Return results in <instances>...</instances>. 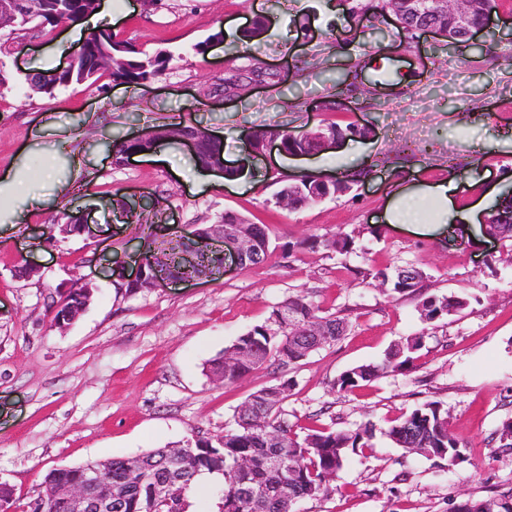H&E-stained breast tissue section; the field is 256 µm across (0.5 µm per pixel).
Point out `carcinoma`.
<instances>
[{"instance_id":"1","label":"carcinoma","mask_w":512,"mask_h":512,"mask_svg":"<svg viewBox=\"0 0 512 512\" xmlns=\"http://www.w3.org/2000/svg\"><path fill=\"white\" fill-rule=\"evenodd\" d=\"M12 11L0 10V30H34L48 35L63 20L76 22L92 13L97 0H11ZM494 0H472L473 25H482L484 18L493 8ZM171 56L161 51L147 54L133 46L116 41L112 34L100 32L87 37L81 46L71 54V67L65 72L58 69L40 71L25 77L29 89L38 94L54 96L60 87L72 84H94L100 76L107 73L112 80L130 86L141 83L162 74L169 66ZM265 71L260 67L249 66L224 78V92L235 94L246 86L252 76H260ZM175 127V124L152 125L154 134L143 137L123 139L112 143L115 163L124 156L136 153H150L159 144L161 132ZM281 141L289 153L305 150L308 135L283 132ZM201 168L219 165L224 161L223 143L204 132H199V141L194 154ZM281 192L288 194L300 205L313 200L312 180L302 179L292 185H286ZM493 214L506 220L495 227L503 239L512 238V198L503 199ZM256 237L255 246L258 258L251 261L257 265L264 261L269 247L267 227L253 224ZM140 238L145 246V257L151 259L158 251L169 254V269L179 271L187 263H193L198 273L216 275L221 273L219 258L208 247L183 240L178 231L158 237L154 225H139ZM354 240L333 237L314 240L308 243L311 248L322 247L334 252H349ZM414 275L400 277L398 271L388 273L379 270L375 273L362 272L390 284L388 291L410 297L418 301V311L426 322H433L450 315L448 308L459 310L466 308V299L453 295H436L428 292L423 272L414 267ZM318 320L329 327L330 334L325 337L329 345L344 336L349 328L346 318L334 313L327 314L314 305L304 295L292 296L273 308L267 322L255 325L224 350V354L248 352V356L238 358L236 371L224 375V381L233 382L254 370L252 356H260L263 364L277 369L291 368L303 360L308 338L296 335L293 324L296 321ZM421 337H411L391 346L384 357L373 363L353 366L333 383L338 393L352 392L366 383L389 371L396 372L409 368L415 354L420 349ZM272 387H264L251 394L252 406L239 407L235 426L224 430V434L213 440L198 439L191 443V471L179 481L171 484L169 493L153 497L150 494L152 484L165 478L174 464L168 459L166 449L157 448L140 456L126 459H113L104 462V469L112 479V486L124 495L119 512H172L178 505L182 512L190 507L189 496L193 493L194 483L203 474L222 478V504H227L231 495L237 496L233 512H250L246 492L253 486H271L275 492L269 496L267 512H281V496L291 497L300 504L314 499L330 489V482L343 467L349 455L371 447L375 436V425L365 422L354 430L312 429L299 436L289 425L281 407L271 408L274 399L270 397ZM281 434L294 447V454L284 459L283 469L279 472L269 470L265 460L270 455L288 453L286 448H276L269 439V433ZM383 435L404 453L413 448L422 449L421 455L429 459L451 460L460 453V445L448 428V413L437 402L424 403L391 421ZM240 456L252 458V468L241 472L236 468ZM87 465L71 468H52L44 476L43 486H60L83 477ZM499 502L502 507L512 504V493L491 496L484 499L463 498L455 506L454 512H486V505ZM0 512H38L32 502L19 503L12 498L8 488L0 489Z\"/></svg>"}]
</instances>
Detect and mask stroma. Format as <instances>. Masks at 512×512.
I'll return each mask as SVG.
<instances>
[{"label":"stroma","mask_w":512,"mask_h":512,"mask_svg":"<svg viewBox=\"0 0 512 512\" xmlns=\"http://www.w3.org/2000/svg\"><path fill=\"white\" fill-rule=\"evenodd\" d=\"M335 2L331 14L326 0H125L112 35L173 56L136 96L106 75L51 98L33 93L29 69L62 67L65 56L49 37L0 32V176L49 167L60 181L23 202L21 221L0 223V482L20 502L36 497L49 469L223 434L250 394L287 379L283 410L297 433L367 421L383 429L435 401L464 454L450 464L376 436L304 512H451L462 498L512 490V450L497 439L512 418V240L484 237L476 224H435L420 235L384 221L399 191L439 181L459 186L458 205L483 210L512 193V0H496L489 33L470 44L411 40L392 19L373 24L353 0ZM260 15L268 27L239 45ZM218 31L222 40H212ZM204 40L208 50L197 54ZM250 57L276 79L225 101L224 76ZM339 76L347 84L338 91ZM177 119L221 139L229 167L248 133L272 143L241 184L203 173L176 139L154 159L114 163L112 141ZM329 125L369 134L310 156L276 142L284 131ZM304 176L350 188L295 210L276 206V193ZM118 199L189 231L227 212L269 225L268 256L169 288L118 287L113 263L131 261L140 244L137 223L112 211ZM64 209L89 232L44 239ZM339 233L354 238L352 252L307 245ZM408 264L425 272L430 291L468 298V307L427 323L413 299L353 274ZM85 283L93 289L86 310L66 328L51 326L61 295ZM300 294L347 316L351 331L291 370L264 366L233 383L206 375L207 361ZM418 333L423 345L409 369L333 391L340 373Z\"/></svg>","instance_id":"35a3bbf8"}]
</instances>
